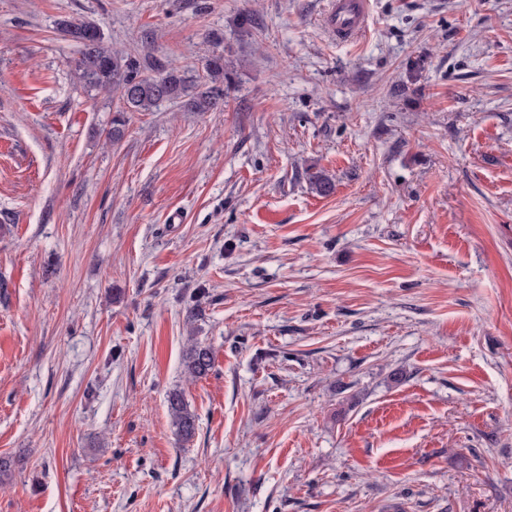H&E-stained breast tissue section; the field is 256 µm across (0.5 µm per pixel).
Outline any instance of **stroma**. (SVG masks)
I'll return each mask as SVG.
<instances>
[{"mask_svg": "<svg viewBox=\"0 0 512 512\" xmlns=\"http://www.w3.org/2000/svg\"><path fill=\"white\" fill-rule=\"evenodd\" d=\"M328 2L0 0V512H512V0ZM63 17L223 109L109 144ZM366 0H332L327 23L339 39H351L360 35L368 23ZM182 364L188 377L202 379L208 376L214 367L213 351L209 345L192 341L185 350ZM167 411L174 428L175 435L182 441L195 436L197 416L191 410L181 390L174 389L167 395Z\"/></svg>", "mask_w": 512, "mask_h": 512, "instance_id": "35a3bbf8", "label": "stroma"}]
</instances>
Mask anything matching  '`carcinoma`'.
<instances>
[{"instance_id": "cac0c4a2", "label": "carcinoma", "mask_w": 512, "mask_h": 512, "mask_svg": "<svg viewBox=\"0 0 512 512\" xmlns=\"http://www.w3.org/2000/svg\"><path fill=\"white\" fill-rule=\"evenodd\" d=\"M56 29L79 47L74 60V73L84 88L92 91H112L117 94L118 106L112 116L107 139L119 143L127 125L126 113L152 112L164 102L179 103L190 112H212L224 104V55L213 54L206 60L204 75L193 77L171 67L152 75L123 53L112 49L105 41L99 26L88 19L61 18ZM312 190L327 196L334 189L332 178L322 169H306ZM214 367L210 346L192 342L183 355L184 373L192 379H202ZM167 411L175 435L182 441L195 436L197 416L191 410L184 393L174 389L167 395Z\"/></svg>"}]
</instances>
